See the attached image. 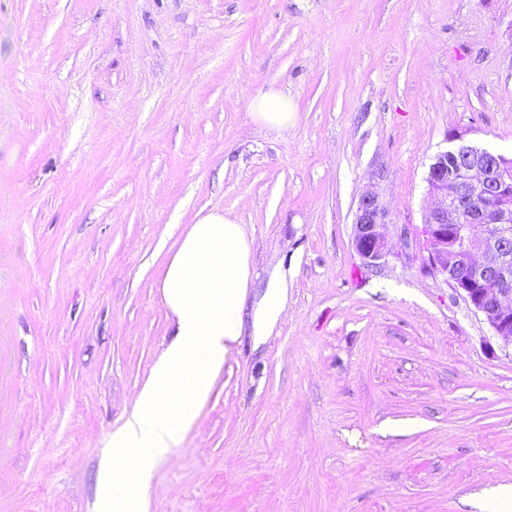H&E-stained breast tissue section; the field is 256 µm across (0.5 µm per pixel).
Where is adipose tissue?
I'll return each instance as SVG.
<instances>
[{"mask_svg": "<svg viewBox=\"0 0 512 512\" xmlns=\"http://www.w3.org/2000/svg\"><path fill=\"white\" fill-rule=\"evenodd\" d=\"M250 267L245 229L230 215L208 213L179 240L160 285L175 338L113 431L112 455L102 464L112 512H150L155 467L195 424L244 330L258 346L274 332L288 304V282L272 279L254 309H247Z\"/></svg>", "mask_w": 512, "mask_h": 512, "instance_id": "obj_1", "label": "adipose tissue"}]
</instances>
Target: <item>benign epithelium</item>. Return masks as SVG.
Masks as SVG:
<instances>
[{
	"instance_id": "7a95c632",
	"label": "benign epithelium",
	"mask_w": 512,
	"mask_h": 512,
	"mask_svg": "<svg viewBox=\"0 0 512 512\" xmlns=\"http://www.w3.org/2000/svg\"><path fill=\"white\" fill-rule=\"evenodd\" d=\"M450 140L455 145L436 156L427 177L426 267L446 277L493 335L512 346V201L502 194L512 185V162L462 142L459 133ZM386 217L377 194L360 198L353 245L368 268L389 256Z\"/></svg>"
}]
</instances>
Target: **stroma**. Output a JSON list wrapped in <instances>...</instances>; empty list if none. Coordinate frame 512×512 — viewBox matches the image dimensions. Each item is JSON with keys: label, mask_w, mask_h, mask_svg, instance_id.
I'll list each match as a JSON object with an SVG mask.
<instances>
[{"label": "stroma", "mask_w": 512, "mask_h": 512, "mask_svg": "<svg viewBox=\"0 0 512 512\" xmlns=\"http://www.w3.org/2000/svg\"><path fill=\"white\" fill-rule=\"evenodd\" d=\"M455 133L512 156V0H0V512H93L173 335L160 275L212 211L245 228L249 302L282 275L288 306L243 334L152 512H479L512 484V347L426 269ZM254 115L271 129L284 130L288 127V97L285 95L263 94L252 101ZM386 217V209L376 193L360 198L353 222V245L367 268L385 263L390 254L384 231Z\"/></svg>", "instance_id": "stroma-1"}]
</instances>
